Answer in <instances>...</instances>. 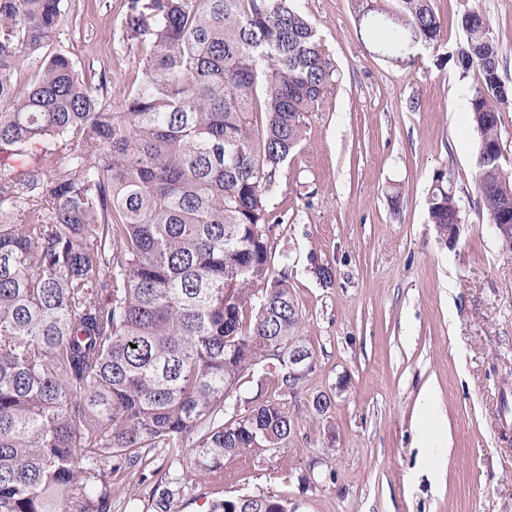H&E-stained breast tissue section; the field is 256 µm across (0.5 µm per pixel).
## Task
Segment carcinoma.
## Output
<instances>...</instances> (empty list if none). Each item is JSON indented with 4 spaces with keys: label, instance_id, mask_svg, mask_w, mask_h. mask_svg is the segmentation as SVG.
<instances>
[{
    "label": "carcinoma",
    "instance_id": "carcinoma-1",
    "mask_svg": "<svg viewBox=\"0 0 512 512\" xmlns=\"http://www.w3.org/2000/svg\"><path fill=\"white\" fill-rule=\"evenodd\" d=\"M295 2L129 0L124 31L149 49L114 112L104 82L42 53L64 0H0V512H108L112 473L150 466L141 448L210 473L292 433L270 400L223 414L259 360L310 354L263 231L277 222L267 193L334 76ZM354 2L393 64L440 39L431 0H399L396 16ZM462 27L456 66L480 74L467 97L478 183L487 223L502 224L512 172L498 160L499 111L512 86L484 14L467 11ZM27 62L35 78L19 95L13 76ZM37 143L36 165L5 162ZM426 206L430 223H459L446 172ZM213 512L295 507L248 496Z\"/></svg>",
    "mask_w": 512,
    "mask_h": 512
}]
</instances>
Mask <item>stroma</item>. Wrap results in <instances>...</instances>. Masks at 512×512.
Masks as SVG:
<instances>
[{"label": "stroma", "mask_w": 512, "mask_h": 512, "mask_svg": "<svg viewBox=\"0 0 512 512\" xmlns=\"http://www.w3.org/2000/svg\"><path fill=\"white\" fill-rule=\"evenodd\" d=\"M128 0H66L51 50L80 73L101 72L113 111L145 62L126 36ZM332 50L335 81L304 118L303 139L268 195L280 216L270 268L288 273L299 334L313 354L297 389L274 387L257 364L225 417L271 399L294 422L280 447L225 457L210 473L150 448L148 468L112 478L110 512H211L240 496L276 495L298 512H512V254L487 224L478 138L465 96L479 77L455 64L462 15L479 8L512 84V0H432L434 44L401 64L378 52L351 0H298ZM455 177L463 227L445 245L428 221L433 176ZM400 192L399 207L390 195ZM330 267L331 283L315 275ZM448 455L430 456L442 432Z\"/></svg>", "instance_id": "35a3bbf8"}]
</instances>
